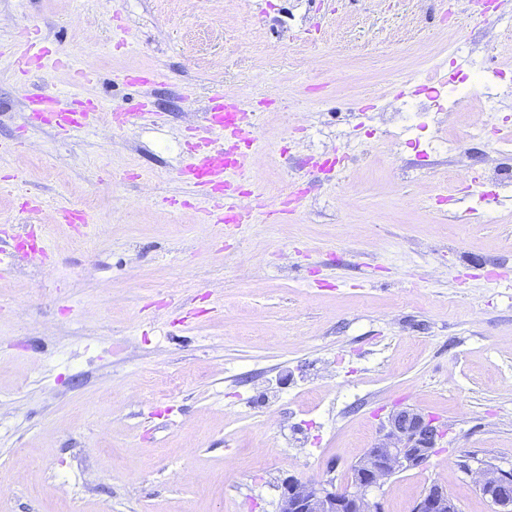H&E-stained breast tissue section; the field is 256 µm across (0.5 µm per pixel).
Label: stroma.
Here are the masks:
<instances>
[{
  "label": "stroma",
  "instance_id": "stroma-1",
  "mask_svg": "<svg viewBox=\"0 0 512 512\" xmlns=\"http://www.w3.org/2000/svg\"><path fill=\"white\" fill-rule=\"evenodd\" d=\"M495 4L0 0V225L52 253L0 274V512H277L288 477L350 483L405 407L444 437L387 479L384 512L435 483L492 512L460 464L512 466V182L498 207L457 172L512 173L472 136L478 116L512 128V0ZM34 25L69 69L14 76ZM439 50L468 61L447 99L488 57L505 75L427 128L389 126L406 81L437 85L421 60ZM80 69L95 82L72 85ZM142 70L164 77L130 86ZM67 86L161 118L29 121V98ZM218 89L257 118L252 191L305 189L288 221L225 231L179 181ZM64 205L85 208L82 245L51 219Z\"/></svg>",
  "mask_w": 512,
  "mask_h": 512
}]
</instances>
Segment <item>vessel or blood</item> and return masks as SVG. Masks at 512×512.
<instances>
[{
	"label": "vessel or blood",
	"mask_w": 512,
	"mask_h": 512,
	"mask_svg": "<svg viewBox=\"0 0 512 512\" xmlns=\"http://www.w3.org/2000/svg\"><path fill=\"white\" fill-rule=\"evenodd\" d=\"M48 49L38 31L26 32L22 49L14 60L17 74L27 75L38 69ZM202 124L188 128L189 155L182 170L186 185L209 202L208 220L213 224L240 226L252 218L251 211L239 208L235 190L228 181L231 173H246L251 168L249 150L255 142V126L247 121L246 113L223 93H215ZM31 121L45 119L67 133L92 128L99 120L113 121L120 127H129L147 120L144 112L109 110L100 100L86 98L68 100L66 94L56 92L39 95L32 100ZM304 193L296 184L288 186L272 201H257L256 208L266 215L284 219L300 205Z\"/></svg>",
	"instance_id": "1"
}]
</instances>
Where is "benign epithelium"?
<instances>
[{
    "label": "benign epithelium",
    "mask_w": 512,
    "mask_h": 512,
    "mask_svg": "<svg viewBox=\"0 0 512 512\" xmlns=\"http://www.w3.org/2000/svg\"><path fill=\"white\" fill-rule=\"evenodd\" d=\"M442 438L438 422L414 410L393 412L382 438L353 466L352 485L338 490L331 481L284 483L277 512H382L380 496L392 475L421 466L435 453ZM465 474L494 507L493 512H512V480L508 469L482 464L474 469L465 462ZM412 512H460L454 496L438 483L426 489Z\"/></svg>",
    "instance_id": "1"
}]
</instances>
